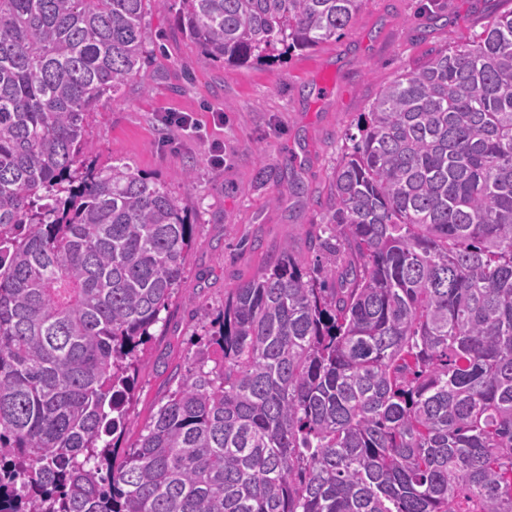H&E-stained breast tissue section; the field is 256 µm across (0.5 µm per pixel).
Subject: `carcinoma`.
I'll list each match as a JSON object with an SVG mask.
<instances>
[{"instance_id": "cac0c4a2", "label": "carcinoma", "mask_w": 512, "mask_h": 512, "mask_svg": "<svg viewBox=\"0 0 512 512\" xmlns=\"http://www.w3.org/2000/svg\"><path fill=\"white\" fill-rule=\"evenodd\" d=\"M168 2L0 0V512H512V11L379 90L313 245L343 261L282 247L122 446L192 225L86 126ZM362 2L178 0L177 23L244 65Z\"/></svg>"}]
</instances>
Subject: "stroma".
Instances as JSON below:
<instances>
[{"mask_svg":"<svg viewBox=\"0 0 512 512\" xmlns=\"http://www.w3.org/2000/svg\"><path fill=\"white\" fill-rule=\"evenodd\" d=\"M510 9L512 0H364L339 37L235 65L214 61L183 36L174 8H149L151 63L116 99L102 100L87 136L99 163H125L187 204L193 243L178 297L161 311L138 365L126 443L175 388L225 294L282 246L314 262L345 133L381 87ZM167 112L192 114L206 138L167 127ZM216 112L223 124L213 123ZM215 141L224 146L219 166L211 158ZM186 169L193 172L188 183L180 178ZM292 179L304 184L303 197L289 196Z\"/></svg>","mask_w":512,"mask_h":512,"instance_id":"1","label":"stroma"}]
</instances>
